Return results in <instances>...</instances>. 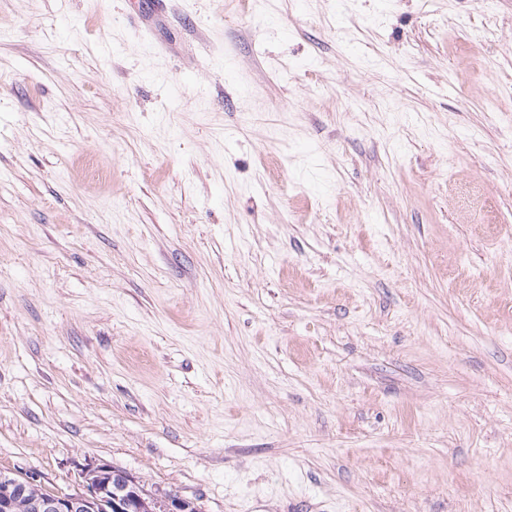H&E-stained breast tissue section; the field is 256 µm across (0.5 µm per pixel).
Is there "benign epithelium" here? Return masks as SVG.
Listing matches in <instances>:
<instances>
[{
  "label": "benign epithelium",
  "mask_w": 512,
  "mask_h": 512,
  "mask_svg": "<svg viewBox=\"0 0 512 512\" xmlns=\"http://www.w3.org/2000/svg\"><path fill=\"white\" fill-rule=\"evenodd\" d=\"M36 477L10 479L0 475V512H19L25 502L28 512H140L133 499L120 494V487L139 486L135 476L117 471L108 463L87 464L77 469L74 487L68 493L49 492L26 499ZM161 512H186L183 499L171 494H149Z\"/></svg>",
  "instance_id": "benign-epithelium-1"
}]
</instances>
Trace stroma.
I'll list each match as a JSON object with an SVG mask.
<instances>
[{"label": "stroma", "instance_id": "35a3bbf8", "mask_svg": "<svg viewBox=\"0 0 512 512\" xmlns=\"http://www.w3.org/2000/svg\"><path fill=\"white\" fill-rule=\"evenodd\" d=\"M0 0V471L199 512H512V0Z\"/></svg>", "mask_w": 512, "mask_h": 512}]
</instances>
